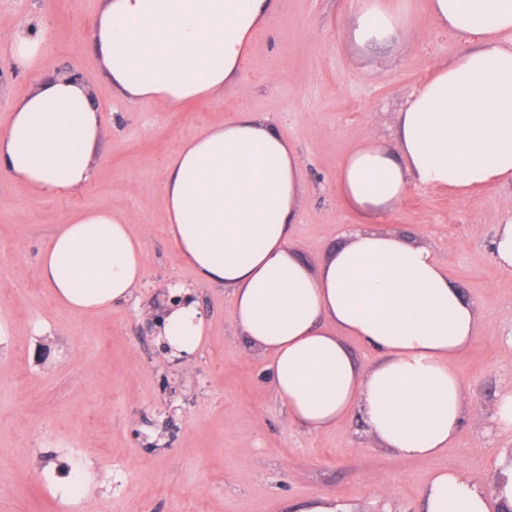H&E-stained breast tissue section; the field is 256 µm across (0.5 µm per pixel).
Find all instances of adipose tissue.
Returning <instances> with one entry per match:
<instances>
[{
  "mask_svg": "<svg viewBox=\"0 0 512 512\" xmlns=\"http://www.w3.org/2000/svg\"><path fill=\"white\" fill-rule=\"evenodd\" d=\"M271 0H102L93 43L128 101L175 108L224 91ZM356 42H404L407 18L384 0H357ZM437 29L464 47L435 62L398 110L392 144L364 139L336 169V191L358 216L319 264L292 238L299 156L249 112L185 140L166 166V233L197 283L224 289L237 331L268 356L289 421L321 432L358 414L365 434L411 458L435 456L472 412L452 361L470 349L480 317L434 252L377 230L415 184L470 193L512 186V0H430ZM104 136L88 86L60 75L36 84L0 131V170L38 196L74 194L94 172ZM38 275L75 314L128 303L145 277L140 240L112 206L83 211L41 250ZM199 303L167 308L159 334L193 356L207 331ZM373 353L361 364L344 337ZM420 512H512V459L485 479L437 471Z\"/></svg>",
  "mask_w": 512,
  "mask_h": 512,
  "instance_id": "1",
  "label": "adipose tissue"
}]
</instances>
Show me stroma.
<instances>
[{
  "label": "stroma",
  "mask_w": 512,
  "mask_h": 512,
  "mask_svg": "<svg viewBox=\"0 0 512 512\" xmlns=\"http://www.w3.org/2000/svg\"><path fill=\"white\" fill-rule=\"evenodd\" d=\"M387 2L407 4L409 37L365 48L352 39L351 0H274L239 80L169 109L112 88L92 41L101 0H0V131L18 97L70 70L105 127L77 194L36 196L0 171V512H284L319 493L355 512H418L428 474L466 467L481 480L512 448V430L493 421L512 382V275L490 252L496 225L512 215L511 186L461 195L415 185L377 223L432 249L480 315L474 344L454 362L479 408L431 458L380 448L354 417L321 433L292 425L268 358L234 326L228 293L196 284L165 231V164L184 140L246 110L298 152V251L315 264L341 242L357 217L336 193L337 162L371 133L390 137L413 86L461 46L432 27L428 0ZM22 25L46 29L32 70L10 52ZM102 204L141 241L146 277L127 304L80 316L43 285L38 255L71 216ZM173 282L193 287L210 322L206 345L177 365L143 325L144 304ZM75 474L89 475L86 494L62 497L60 479ZM381 487L391 495L377 496Z\"/></svg>",
  "instance_id": "stroma-1"
}]
</instances>
